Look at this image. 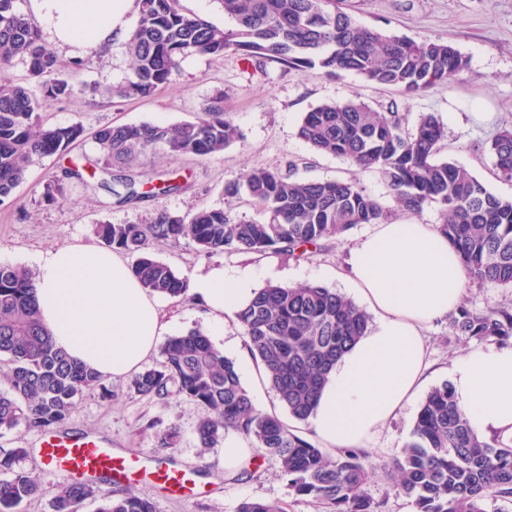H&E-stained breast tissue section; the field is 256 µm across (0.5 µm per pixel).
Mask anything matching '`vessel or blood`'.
Returning a JSON list of instances; mask_svg holds the SVG:
<instances>
[{
    "label": "vessel or blood",
    "instance_id": "obj_1",
    "mask_svg": "<svg viewBox=\"0 0 512 512\" xmlns=\"http://www.w3.org/2000/svg\"><path fill=\"white\" fill-rule=\"evenodd\" d=\"M40 448L53 471L86 479L103 474L129 479L146 468L139 457L115 453L110 443L100 439L48 434L42 438ZM154 474L172 493L185 489L189 481L186 473L175 466L156 468Z\"/></svg>",
    "mask_w": 512,
    "mask_h": 512
}]
</instances>
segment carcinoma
<instances>
[{"mask_svg":"<svg viewBox=\"0 0 512 512\" xmlns=\"http://www.w3.org/2000/svg\"><path fill=\"white\" fill-rule=\"evenodd\" d=\"M17 0H0V202L27 181L39 159L62 154L82 141L78 124L46 126L41 113L65 99L73 86L66 64L45 41L40 27L20 13ZM135 24L123 41L132 75L112 85L121 99L154 95L169 81L179 60L191 55L222 56L227 51L259 64L275 61L297 71L319 68L329 76L354 74L364 81L399 88L407 95L449 84L468 70L465 57L445 42L416 41L361 26L336 0H218L234 24L214 25L183 11L180 0H137ZM25 64L29 84L5 73ZM299 137L320 154L373 170L388 186L396 210L365 193L356 179L302 180L255 168L224 186L230 198L244 192L263 219L230 209L201 207L185 217L159 211L138 223L95 227L105 245L136 256L134 276L150 293L180 298L186 283L147 246L189 238L208 254L237 250L256 255L285 252L300 260L310 248L358 224H387L395 211L418 214L439 207L440 234L457 247L467 284L512 288V198H502L467 168L439 158L446 138L443 124L424 115L411 130L398 112H377L351 99L325 102L307 112ZM96 155L87 158L100 173L93 186L118 207L187 187L176 170L144 178L130 170L147 152L170 158L211 157L241 139V131L216 94L201 115L175 125L153 122L106 125L94 131ZM498 178L512 181V128L490 141ZM65 195V179L47 178L42 198ZM35 273L0 264V364L8 390L0 392V429L50 431L69 417L84 390L103 378L55 346L42 326L33 295ZM237 321L252 356L265 365L269 382L288 414L306 421L315 409L329 370L368 330L369 315L352 300L319 283L295 287L269 284L260 289ZM454 335L495 343L512 340V309L460 307L452 315ZM162 360L139 373L133 388L144 395H181L203 413L195 435L200 447L216 448L233 428L253 442L261 456L280 462L298 496L330 512H381L367 493L379 470L392 490L412 500L416 512H488L487 503H512V440L480 439L459 407L451 383L426 395L402 452L388 463L369 464L352 449L331 456L294 432L278 415L258 409L243 387L236 364L199 329L168 338ZM0 512H18L44 492L40 476L18 467V454L0 450ZM88 499L97 512H155L147 496L119 497L96 483L76 479L56 492L55 512H78ZM237 512H283L276 502L245 500Z\"/></svg>","mask_w":512,"mask_h":512,"instance_id":"obj_1","label":"carcinoma"}]
</instances>
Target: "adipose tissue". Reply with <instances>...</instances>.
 <instances>
[{
  "label": "adipose tissue",
  "mask_w": 512,
  "mask_h": 512,
  "mask_svg": "<svg viewBox=\"0 0 512 512\" xmlns=\"http://www.w3.org/2000/svg\"><path fill=\"white\" fill-rule=\"evenodd\" d=\"M135 0H30L50 40L87 53L111 51L130 29ZM349 281L374 323L329 375L311 426L328 447L364 448L421 390L423 332L456 310L464 293L460 258L430 225H377L352 249ZM42 323L57 346L99 375L137 371L166 331L158 303L111 249L65 245L34 259ZM262 269L213 267L192 291L211 335L224 333L256 291ZM460 407L482 437L512 439V346L471 350L453 373Z\"/></svg>",
  "instance_id": "obj_1"
}]
</instances>
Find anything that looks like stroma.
<instances>
[{
    "instance_id": "stroma-1",
    "label": "stroma",
    "mask_w": 512,
    "mask_h": 512,
    "mask_svg": "<svg viewBox=\"0 0 512 512\" xmlns=\"http://www.w3.org/2000/svg\"><path fill=\"white\" fill-rule=\"evenodd\" d=\"M341 7L362 25L380 28L415 40L444 41L469 61V70L454 83L433 88L419 96L370 84L352 74L327 77L320 69L295 71L280 63L261 65L228 52L221 56H191L173 71L170 81L155 96L143 100L111 98L112 84L130 76L129 58L122 44L110 55H77L58 47L67 62L80 60L66 76L74 87L71 97L49 104L43 114L50 124L82 125L94 132L112 123L143 121L176 124L197 117L216 92L224 94V109L232 113L242 138L223 154L199 158L170 159L159 153L140 156L133 167L141 172L158 168L178 170L188 181L185 191L171 196H153L137 204L115 208L110 197L93 192L81 182H67L63 200L44 202L45 179L62 175L71 163L94 155L92 140H85L61 156L47 157L35 164L27 181L11 202L0 205V264L31 266L34 251L73 243H96L94 227L107 222H140L155 212L176 215L201 206L233 207L250 218L258 213L247 196L227 200L224 185L256 167L292 170L301 179H357L362 189L386 206L394 201L386 183L373 171L360 170L344 159L313 152L297 136L303 115L327 101L360 99L380 112L403 114L407 127L422 115L435 114L447 131L442 158L472 171L494 194L512 197V182L498 180L487 147L502 129L512 126V0H341ZM360 224L340 237L324 241L309 259L295 260L286 254L257 256L227 250L209 255L191 239L153 243L149 252L168 264L180 277H193L214 266L242 269L256 266L266 271L271 284L321 283L344 291L339 275L355 244L372 232ZM160 310L170 334L206 328L208 321L193 296L183 299L161 297ZM429 364L427 387L449 380L456 361L478 340L453 336L449 318L433 323L424 332ZM129 375L104 379L102 386L87 389L77 399L66 431L110 441L121 453L153 462L171 457L174 464L192 474L194 486L187 497L170 495L151 475L132 484H112V491L134 489L149 496L156 512H237L247 499L279 503L284 512H324L310 498L295 495L275 459L260 461L256 477L237 480L229 475L224 450L201 451L195 435L200 408L183 397L160 399L135 392ZM412 403L394 416L372 439L370 462L378 463L399 455L419 411ZM177 427L176 448H161L159 435ZM42 436L36 429L0 431V449L19 450V465L39 472L44 494L21 505L19 512H55L54 495L69 482L68 476L47 467L39 452Z\"/></svg>"
}]
</instances>
